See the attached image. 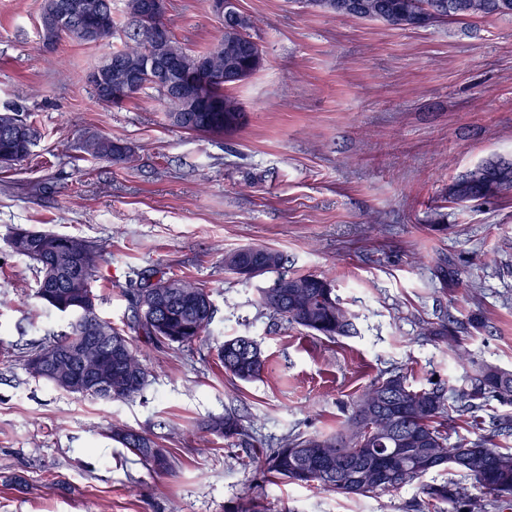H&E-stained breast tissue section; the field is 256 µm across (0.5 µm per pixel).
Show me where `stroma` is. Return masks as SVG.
Listing matches in <instances>:
<instances>
[{
    "label": "stroma",
    "mask_w": 512,
    "mask_h": 512,
    "mask_svg": "<svg viewBox=\"0 0 512 512\" xmlns=\"http://www.w3.org/2000/svg\"><path fill=\"white\" fill-rule=\"evenodd\" d=\"M256 21L263 64L230 92L246 112L236 132L187 133L166 124L149 93L96 102L86 75L112 39L42 46L44 0H0V108L35 113L32 156L0 170V353L61 331L35 297L36 264L12 254L17 226L101 247L94 287L101 316L126 321L130 269L164 267L210 289L215 317L195 344H133L150 376L129 401H102L29 377L0 361V512H420L412 485L350 499L268 480L240 445L208 429L232 409L273 446L291 433L331 434L352 400L387 370L414 386L454 383L452 352L423 340V321L480 314L466 335L476 360L512 370V188L457 205L448 187L479 165L512 161V17L397 30L343 19L301 0H238ZM176 38L199 52L223 28L210 0H168ZM130 145L131 161L75 159L81 132ZM443 230H436V223ZM246 245L282 252L289 271L335 283L357 333L333 341L272 317L258 304L267 274L224 272ZM459 272L431 279L439 255ZM248 335L267 356L260 380L218 371L225 338ZM152 436L179 458L158 475L110 436Z\"/></svg>",
    "instance_id": "1"
}]
</instances>
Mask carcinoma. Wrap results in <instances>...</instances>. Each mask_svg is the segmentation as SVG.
<instances>
[{"label":"carcinoma","instance_id":"carcinoma-1","mask_svg":"<svg viewBox=\"0 0 512 512\" xmlns=\"http://www.w3.org/2000/svg\"><path fill=\"white\" fill-rule=\"evenodd\" d=\"M145 0H123L121 13H99L91 18L99 32L89 37L76 26H66L50 33L41 31L43 44L50 48L67 37L81 43H96L116 36L120 46L100 62L109 66L112 83L126 81L129 73L143 71L147 57L168 61L184 71L199 65L207 69V95L221 105L207 111H188V101L155 86L145 76L130 90L127 99L137 97L145 89L155 92V101L170 126L188 133L222 136L245 123L246 113L240 102L225 93L231 73L238 83L252 76L263 63L259 44L250 31L255 20L240 12L224 25L222 38L202 52L186 49L167 31L151 41L136 27ZM303 4L322 13L340 17L375 20L396 29L426 28L432 25L433 6H441L440 21L493 16H512V0H303ZM247 42L255 48L243 57L235 55L237 46ZM22 123L23 137L5 139L0 136V156L9 155L16 163L31 154L36 134L28 113L20 106L0 110V129L14 122ZM82 153L94 160L127 162L133 148L97 130L81 134ZM512 188V161H489L456 179L448 188L454 203L496 196ZM25 237H9L13 254L37 264L38 282L55 279L60 288H47L38 301L49 313L67 317L66 330L49 339L31 344L20 358L28 374L55 389L68 391L61 379L48 377L38 365L40 355L49 350L77 353L88 363H95L98 352L82 347L80 334L85 327L98 330L102 344L119 345L123 349L124 370L112 372V385L93 396L107 400H128L141 394L148 383L149 371L137 354L129 332L143 336L150 344L184 346L198 341L213 320L215 306L210 292L187 276L172 274L161 267L134 270L129 275L126 295L131 314L124 326L100 316L99 296L95 292L94 273L104 260V251L91 242L50 231L24 228ZM53 255L57 262L48 268L42 254ZM284 256L267 247H243L224 253V272L249 281L274 273L268 288L259 290V305L290 325L328 339L357 333L355 315L336 296L333 282L325 276L291 273L284 268ZM434 277L441 288L455 285V268L448 257L439 258ZM420 335L451 347L461 366L467 367L460 380L448 386H413L404 370H394L374 379L350 405L342 427L329 435H291L278 447L266 451L249 441V429L243 416L234 411L214 418L210 430L227 441L244 446L247 456L271 479L295 484L315 485L344 497L360 498L392 493L413 484L421 485L427 499L423 509H437L442 503H455L457 512H499L512 507V448L498 447L493 439L512 433L509 421L492 423L489 433L477 432L449 443L448 430L453 423L476 418L493 400L512 404V371L471 359L463 348L453 321L442 315L421 328ZM217 360L224 373L243 382L262 377L266 359L256 340L250 336H234L217 349ZM112 439L127 448L138 460L159 474H170L176 457L150 436L115 427ZM455 471L477 483L484 496L466 495L460 483L439 485L422 483L429 473L441 468Z\"/></svg>","mask_w":512,"mask_h":512}]
</instances>
